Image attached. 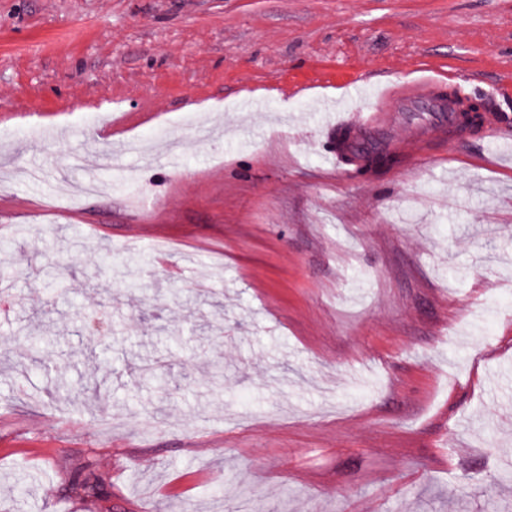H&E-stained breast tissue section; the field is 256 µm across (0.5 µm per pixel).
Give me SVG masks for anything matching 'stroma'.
<instances>
[{
    "label": "stroma",
    "mask_w": 512,
    "mask_h": 512,
    "mask_svg": "<svg viewBox=\"0 0 512 512\" xmlns=\"http://www.w3.org/2000/svg\"><path fill=\"white\" fill-rule=\"evenodd\" d=\"M420 67L505 133L333 170ZM0 282V512H512V0H0Z\"/></svg>",
    "instance_id": "1"
}]
</instances>
